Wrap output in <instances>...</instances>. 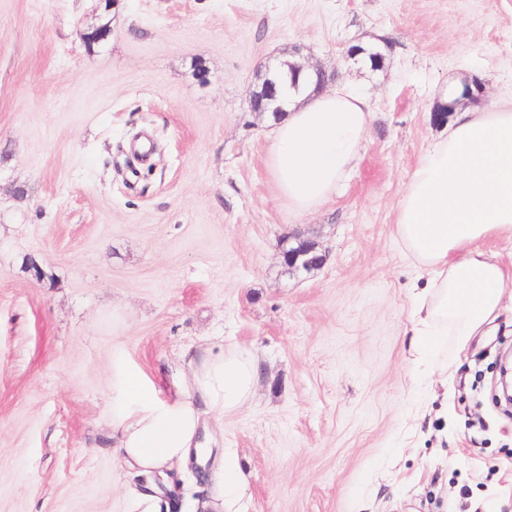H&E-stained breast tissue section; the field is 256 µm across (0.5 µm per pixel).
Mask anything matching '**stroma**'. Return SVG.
<instances>
[{
    "label": "stroma",
    "instance_id": "1",
    "mask_svg": "<svg viewBox=\"0 0 512 512\" xmlns=\"http://www.w3.org/2000/svg\"><path fill=\"white\" fill-rule=\"evenodd\" d=\"M110 32L88 45L81 35ZM388 43L380 70L347 48ZM372 95L357 168L299 217L249 99L288 50ZM512 86V0H0V512H137L112 448L114 371L160 399L185 353L262 378L225 417L236 512H512V306L448 378L416 366L424 286L394 234L449 82ZM320 267L287 271V237ZM214 469L165 470L185 512Z\"/></svg>",
    "mask_w": 512,
    "mask_h": 512
}]
</instances>
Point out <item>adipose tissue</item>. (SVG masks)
<instances>
[{
  "instance_id": "ef3b65f1",
  "label": "adipose tissue",
  "mask_w": 512,
  "mask_h": 512,
  "mask_svg": "<svg viewBox=\"0 0 512 512\" xmlns=\"http://www.w3.org/2000/svg\"><path fill=\"white\" fill-rule=\"evenodd\" d=\"M275 121L267 167L299 215L328 203L358 165L371 121V99L357 90L304 88L291 94ZM402 255L427 272L428 288L413 295L414 351L438 361L447 338L466 347L499 310L508 277L484 249L512 235V97L458 106L446 135L418 159L395 219ZM188 385L163 401L132 371L125 397L112 410V446L145 474L202 458L205 426L221 428L252 398L254 355L237 345L207 347L187 362Z\"/></svg>"
}]
</instances>
